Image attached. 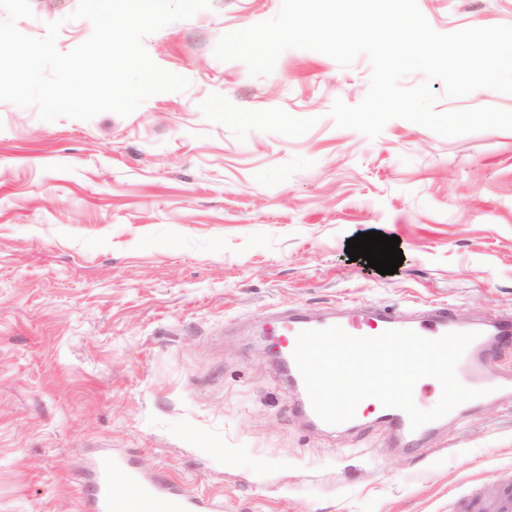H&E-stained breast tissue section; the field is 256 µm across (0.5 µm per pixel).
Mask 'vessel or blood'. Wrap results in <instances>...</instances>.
<instances>
[{
  "label": "vessel or blood",
  "mask_w": 512,
  "mask_h": 512,
  "mask_svg": "<svg viewBox=\"0 0 512 512\" xmlns=\"http://www.w3.org/2000/svg\"><path fill=\"white\" fill-rule=\"evenodd\" d=\"M332 326L341 327L350 335L375 337L384 331L400 329L401 323L386 310L380 309L368 318L329 316L320 320L309 318L302 312L287 313L280 328L281 336L287 337L289 345H296L297 336L305 330H322ZM412 331L426 339H437L454 332L455 323L445 307H438L412 324ZM477 338L467 347L456 367L459 381L466 386L477 385L495 393L512 394V376L490 374L487 370L489 340L506 342L512 340V316L496 317L478 325ZM372 413L402 438L414 441L422 432L412 429L408 415L397 408L384 407L378 400H371L368 407L357 408V417ZM134 488V499H126L122 491ZM91 512H216L214 503L184 495L172 484L161 483L139 476L125 461L104 454L92 475L90 493Z\"/></svg>",
  "instance_id": "b4317fda"
}]
</instances>
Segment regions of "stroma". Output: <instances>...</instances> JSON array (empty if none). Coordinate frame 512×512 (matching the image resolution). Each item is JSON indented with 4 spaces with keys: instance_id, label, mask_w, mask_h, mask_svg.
<instances>
[{
    "instance_id": "35a3bbf8",
    "label": "stroma",
    "mask_w": 512,
    "mask_h": 512,
    "mask_svg": "<svg viewBox=\"0 0 512 512\" xmlns=\"http://www.w3.org/2000/svg\"><path fill=\"white\" fill-rule=\"evenodd\" d=\"M282 0H211L146 36L189 79L128 116L41 120L0 101V512H86L100 445L223 512H460L512 490V400L433 422L402 450L383 422L326 430L273 365L275 311L316 318L434 305L468 324L512 313V130L454 137L396 118L376 138L337 127L367 56L343 67L289 49L251 75L214 55ZM447 34L512 25V0H417ZM78 0H30L22 33L60 22L58 51L92 33ZM436 111L512 94L450 97ZM398 236L382 275L348 239Z\"/></svg>"
}]
</instances>
